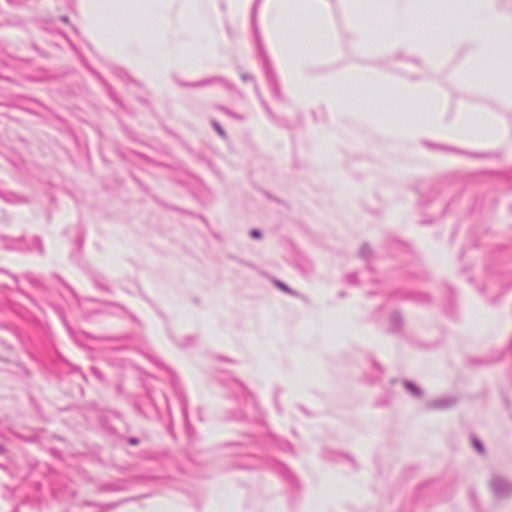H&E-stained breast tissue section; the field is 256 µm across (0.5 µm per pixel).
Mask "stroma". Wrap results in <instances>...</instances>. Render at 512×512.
<instances>
[{"mask_svg": "<svg viewBox=\"0 0 512 512\" xmlns=\"http://www.w3.org/2000/svg\"><path fill=\"white\" fill-rule=\"evenodd\" d=\"M287 7L0 0V512H512V95ZM83 10L91 22L106 26L111 24L116 10H132L142 2H162L157 0H82Z\"/></svg>", "mask_w": 512, "mask_h": 512, "instance_id": "35a3bbf8", "label": "stroma"}]
</instances>
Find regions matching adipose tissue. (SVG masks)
<instances>
[{
	"instance_id": "ef3b65f1",
	"label": "adipose tissue",
	"mask_w": 512,
	"mask_h": 512,
	"mask_svg": "<svg viewBox=\"0 0 512 512\" xmlns=\"http://www.w3.org/2000/svg\"><path fill=\"white\" fill-rule=\"evenodd\" d=\"M434 15L446 36L470 43L478 59L497 65L498 87L512 94V17L504 16L500 0H432ZM362 8L387 18L388 48L393 54L435 53L437 43L423 44L416 18L419 0H361Z\"/></svg>"
}]
</instances>
